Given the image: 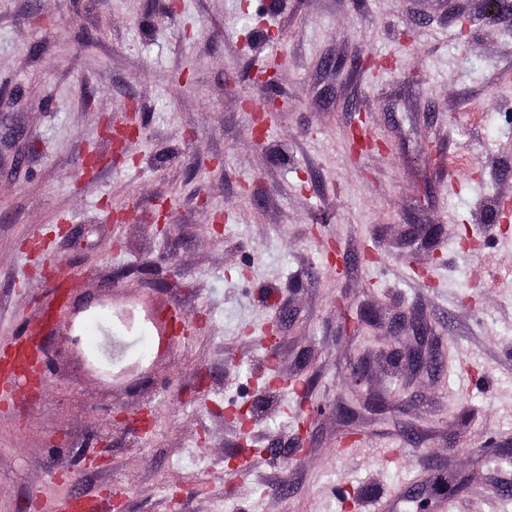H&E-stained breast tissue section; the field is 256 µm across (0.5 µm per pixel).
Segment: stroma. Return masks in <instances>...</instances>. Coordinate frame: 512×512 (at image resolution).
Instances as JSON below:
<instances>
[{"instance_id":"35a3bbf8","label":"stroma","mask_w":512,"mask_h":512,"mask_svg":"<svg viewBox=\"0 0 512 512\" xmlns=\"http://www.w3.org/2000/svg\"><path fill=\"white\" fill-rule=\"evenodd\" d=\"M497 8L0 0V353L39 319L48 363L0 399V512H512ZM359 125L383 149L354 153ZM414 312L432 375L399 358ZM356 366L371 403L349 442Z\"/></svg>"}]
</instances>
